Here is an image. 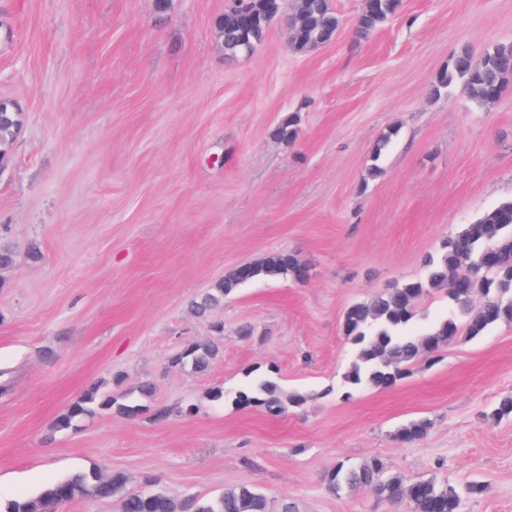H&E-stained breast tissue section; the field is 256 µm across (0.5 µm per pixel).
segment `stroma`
I'll use <instances>...</instances> for the list:
<instances>
[{"instance_id":"1","label":"stroma","mask_w":512,"mask_h":512,"mask_svg":"<svg viewBox=\"0 0 512 512\" xmlns=\"http://www.w3.org/2000/svg\"><path fill=\"white\" fill-rule=\"evenodd\" d=\"M362 4L331 0V43L292 52L278 22L231 61L215 33L226 0H170L163 14L154 0H0V99L24 114L0 171V238L17 251L0 273L1 501L95 468L132 490L156 478L176 499L252 485L267 512H402L322 482L336 462L376 457L409 482L484 481L462 512H512V419H486L512 394V324L460 338L390 389L348 400L342 379L345 310L423 276L441 239L512 198V89L486 107L461 87L432 94L459 47L512 43V0H401L360 41ZM291 113L287 145L273 131ZM283 249L308 262L307 282L258 280L209 317L190 309ZM205 341L220 347L206 372L172 365ZM267 374L312 400L274 417L213 397ZM146 381L145 413L56 430L90 385ZM419 417L428 435L397 442Z\"/></svg>"}]
</instances>
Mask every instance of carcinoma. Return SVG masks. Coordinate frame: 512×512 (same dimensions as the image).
I'll list each match as a JSON object with an SVG mask.
<instances>
[{
  "mask_svg": "<svg viewBox=\"0 0 512 512\" xmlns=\"http://www.w3.org/2000/svg\"><path fill=\"white\" fill-rule=\"evenodd\" d=\"M280 0H230L227 10L238 14V21L224 28V56L230 60L253 53L264 40L268 28L264 16L278 13ZM398 9L397 0H364L355 24L356 38L366 39ZM291 14L308 19L297 29V38L288 43L296 52H304L327 42L340 29V19L330 0H293ZM496 58L488 63L473 55L466 45L459 48L433 81V94H448L462 84L470 99L484 107L496 100V89L512 84V44L495 45ZM23 125V113L9 100L0 101V158ZM299 119L290 114L274 130L283 143L295 141ZM398 134L389 129L379 139L367 169L366 178L382 173V154ZM493 255L487 291L479 305L473 304L474 288L464 278L482 273V257ZM426 276L404 281L380 291L370 300L349 306L342 320L344 336L354 346L353 359L344 374L351 390L361 387L390 389L401 381L418 360L434 357L459 336L471 339L485 335L500 324H512V199L498 203L460 231L444 238L436 255L426 264ZM308 264L299 254L281 250L259 260L239 265L225 274L213 288L192 302L193 310L205 315L220 307L224 298L240 287L260 279L289 277L296 282L308 280ZM433 290H444L451 311L447 317L430 324L422 333L409 331L416 315L415 303ZM220 354L211 341L193 343L179 350L172 363L195 372H205ZM313 393L285 391L277 377L266 375L234 393L232 403L238 408L259 407L272 416L300 408ZM111 410L124 417H136L143 406L127 399V394H103L92 386L73 399L57 417L55 427L67 430L98 413ZM512 418V394L503 397L490 411L488 419L496 423ZM431 422L419 419L399 428L396 439L413 443L429 432ZM327 489L337 494L344 489L369 487L381 500L404 503L407 512H460L465 497L477 498L485 492L480 481L463 488L435 480L407 483L390 474L378 458L356 464L338 463L323 475ZM127 478L122 472L103 475L97 470L80 471L47 485L36 497L10 500L4 512H60L63 505L85 498L110 500L121 496L122 512H267L265 496L249 485L227 488L219 496L204 499L187 496L176 500L161 490L127 492Z\"/></svg>",
  "mask_w": 512,
  "mask_h": 512,
  "instance_id": "1",
  "label": "carcinoma"
}]
</instances>
